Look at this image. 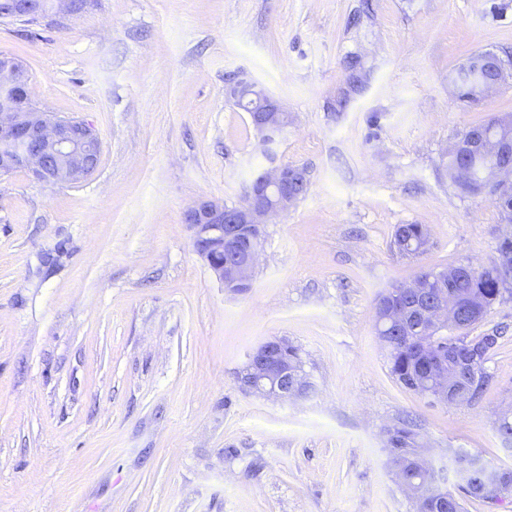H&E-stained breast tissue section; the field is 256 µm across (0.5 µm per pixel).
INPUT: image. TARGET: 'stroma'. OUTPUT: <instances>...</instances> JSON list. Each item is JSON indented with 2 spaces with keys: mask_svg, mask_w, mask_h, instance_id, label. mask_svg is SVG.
<instances>
[{
  "mask_svg": "<svg viewBox=\"0 0 512 512\" xmlns=\"http://www.w3.org/2000/svg\"><path fill=\"white\" fill-rule=\"evenodd\" d=\"M512 58V0H92L36 24L0 19V57L34 100L90 124L78 184L0 176V512H414L385 430L416 418L435 463L463 449L512 468V300L471 402L402 387L374 329L390 286L489 264V198L445 152L512 113V87L460 101L476 52ZM238 75L288 113L274 146L309 189L266 225L249 291L224 290L182 214L234 205L266 167ZM400 224L431 248L403 258ZM298 346L313 385L281 401L236 376L261 343Z\"/></svg>",
  "mask_w": 512,
  "mask_h": 512,
  "instance_id": "1",
  "label": "stroma"
}]
</instances>
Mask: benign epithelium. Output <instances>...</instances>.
<instances>
[{"mask_svg":"<svg viewBox=\"0 0 512 512\" xmlns=\"http://www.w3.org/2000/svg\"><path fill=\"white\" fill-rule=\"evenodd\" d=\"M226 96L242 108L253 100L262 108L249 114L262 149L273 147L288 127V112L255 82L240 79L228 84ZM467 147L476 156L491 160L483 170L482 182L497 188V196L512 194V143L501 136H479L464 130L451 144L449 154ZM100 142L92 127L62 118L38 107L32 99L27 72L17 60L0 59V175L22 170L43 183H78L97 168ZM288 165L272 161L245 189L240 203L228 205L216 199H200L183 211L191 231L194 251L220 281L230 278L247 283L261 251L257 244L244 260L224 264V251L236 246L239 224L258 230L286 214L299 196L288 191ZM239 389L248 394L277 400L300 397L301 376L288 373V359L279 355L274 342H264L249 355L237 375Z\"/></svg>","mask_w":512,"mask_h":512,"instance_id":"benign-epithelium-1","label":"benign epithelium"}]
</instances>
